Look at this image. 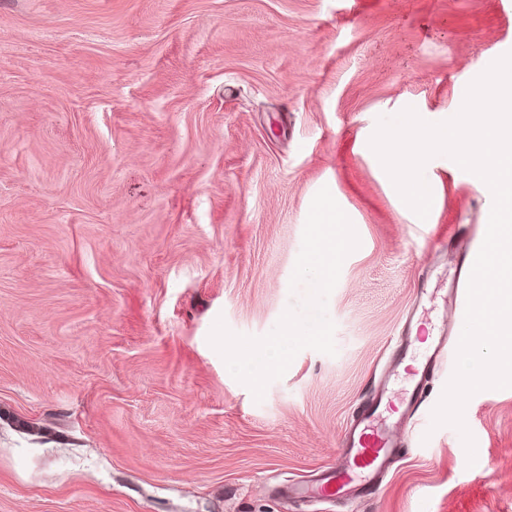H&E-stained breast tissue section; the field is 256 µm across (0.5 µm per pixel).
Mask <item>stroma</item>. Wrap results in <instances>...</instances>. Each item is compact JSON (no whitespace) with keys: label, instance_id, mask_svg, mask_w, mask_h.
<instances>
[{"label":"stroma","instance_id":"1","mask_svg":"<svg viewBox=\"0 0 512 512\" xmlns=\"http://www.w3.org/2000/svg\"><path fill=\"white\" fill-rule=\"evenodd\" d=\"M512 51V0H0V512H512V388L474 394L476 441L432 428L452 376L370 497L290 499L335 464L409 314L430 335L492 193L437 155L427 219L368 146L406 107L455 116ZM360 246L262 401L208 342L273 330L314 195ZM433 295L418 298L422 279Z\"/></svg>","mask_w":512,"mask_h":512}]
</instances>
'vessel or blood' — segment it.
Wrapping results in <instances>:
<instances>
[{
  "mask_svg": "<svg viewBox=\"0 0 512 512\" xmlns=\"http://www.w3.org/2000/svg\"><path fill=\"white\" fill-rule=\"evenodd\" d=\"M481 246L480 239L470 238L459 258L454 284V306L458 310L466 308L465 288ZM412 333V324H405L402 339L392 354L376 394L359 408L345 432L340 461L319 475L314 483L289 484L288 495L331 501L351 492L371 494L377 490L380 477L397 454L399 442L396 435L406 424V411L421 403L429 379L442 365L448 344L447 337H438L433 349L422 354L417 369L406 373L405 386L397 394L393 391V382L408 354Z\"/></svg>",
  "mask_w": 512,
  "mask_h": 512,
  "instance_id": "b4317fda",
  "label": "vessel or blood"
}]
</instances>
